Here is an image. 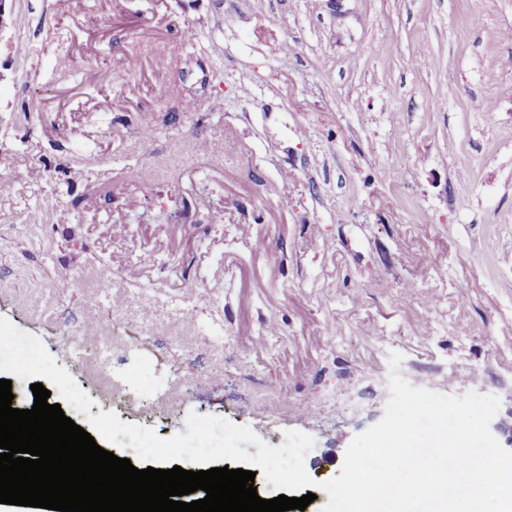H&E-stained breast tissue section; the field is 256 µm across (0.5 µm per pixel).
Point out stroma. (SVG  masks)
Listing matches in <instances>:
<instances>
[{
  "mask_svg": "<svg viewBox=\"0 0 512 512\" xmlns=\"http://www.w3.org/2000/svg\"><path fill=\"white\" fill-rule=\"evenodd\" d=\"M11 8L0 317L43 342L91 414L163 439L192 412L272 447L302 431L314 439L305 469L323 483L385 409L372 386L337 376L375 373L389 347L419 382L447 380V365L485 371L483 390L501 401L494 435L512 446V0ZM143 127L155 132L147 150ZM192 280L191 327L151 291ZM84 317L113 336L109 358L73 350ZM219 329L224 343L211 345ZM147 363L160 390L130 404ZM189 371L207 383L183 387Z\"/></svg>",
  "mask_w": 512,
  "mask_h": 512,
  "instance_id": "1",
  "label": "stroma"
}]
</instances>
